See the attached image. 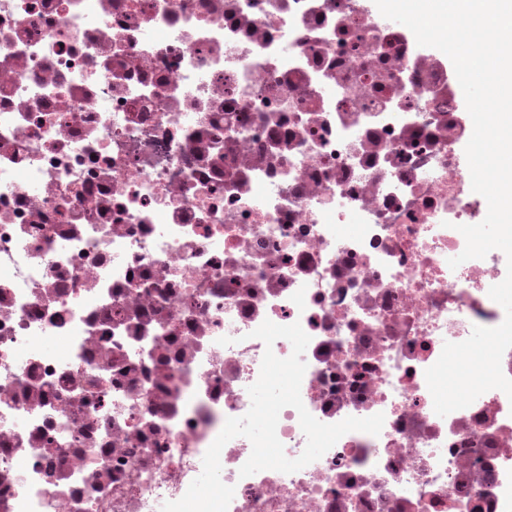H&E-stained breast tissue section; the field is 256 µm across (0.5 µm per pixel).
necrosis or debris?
<instances>
[{"label":"necrosis or debris","mask_w":512,"mask_h":512,"mask_svg":"<svg viewBox=\"0 0 512 512\" xmlns=\"http://www.w3.org/2000/svg\"><path fill=\"white\" fill-rule=\"evenodd\" d=\"M455 80L374 0H0V512L183 497L292 353L266 320L317 420H385L289 474L231 439L228 512H512V400L425 379L505 317L502 251L449 265Z\"/></svg>","instance_id":"1"}]
</instances>
